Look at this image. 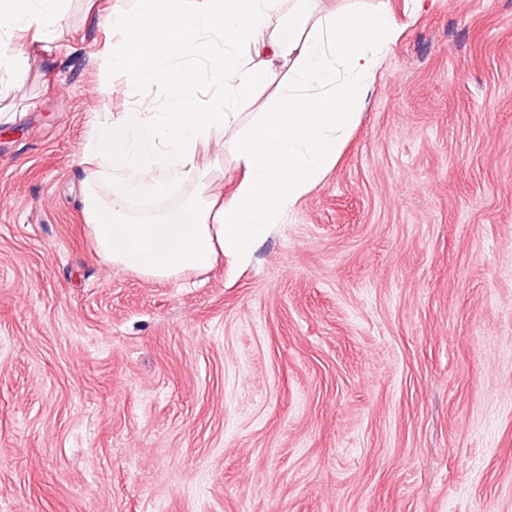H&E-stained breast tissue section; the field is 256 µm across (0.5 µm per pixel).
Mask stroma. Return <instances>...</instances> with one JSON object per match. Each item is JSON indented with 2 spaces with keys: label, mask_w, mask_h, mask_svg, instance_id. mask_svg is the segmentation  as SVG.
<instances>
[{
  "label": "stroma",
  "mask_w": 512,
  "mask_h": 512,
  "mask_svg": "<svg viewBox=\"0 0 512 512\" xmlns=\"http://www.w3.org/2000/svg\"><path fill=\"white\" fill-rule=\"evenodd\" d=\"M0 97V512H512V0H389L336 164L237 268L112 267L83 214L108 12Z\"/></svg>",
  "instance_id": "stroma-1"
}]
</instances>
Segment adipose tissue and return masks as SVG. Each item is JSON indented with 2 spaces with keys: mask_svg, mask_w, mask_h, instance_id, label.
<instances>
[{
  "mask_svg": "<svg viewBox=\"0 0 512 512\" xmlns=\"http://www.w3.org/2000/svg\"><path fill=\"white\" fill-rule=\"evenodd\" d=\"M320 0H134L112 24L122 35L103 57L96 89H167L162 111L104 118L83 150L84 214L97 253L153 281H177L228 256L246 263L256 245L335 164L356 127L382 56L397 37L388 8L358 4L330 13ZM64 0H0V34L48 38ZM220 88L198 107L203 82ZM274 88L271 106L241 127L237 103ZM232 142L241 175L230 196L197 165L200 150ZM196 190L147 219L136 198L175 185Z\"/></svg>",
  "mask_w": 512,
  "mask_h": 512,
  "instance_id": "obj_1",
  "label": "adipose tissue"
}]
</instances>
